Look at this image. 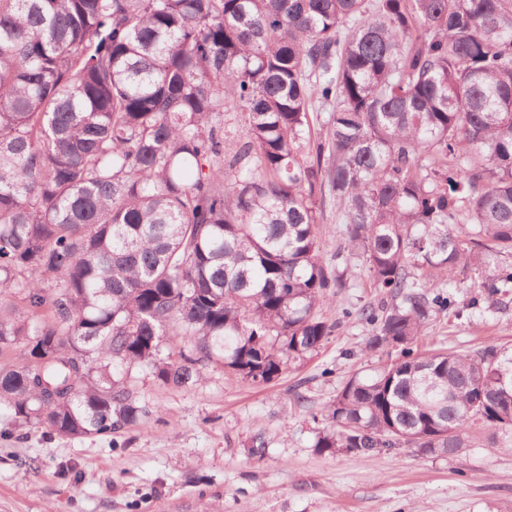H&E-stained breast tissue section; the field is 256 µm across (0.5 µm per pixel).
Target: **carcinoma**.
Instances as JSON below:
<instances>
[{"label":"carcinoma","instance_id":"cac0c4a2","mask_svg":"<svg viewBox=\"0 0 512 512\" xmlns=\"http://www.w3.org/2000/svg\"><path fill=\"white\" fill-rule=\"evenodd\" d=\"M241 114L225 152L224 113ZM327 127L313 139L312 123ZM347 254L320 252L318 201ZM512 0H0V406L60 437L146 414L138 367L253 384L318 351L357 258L382 294L321 454L512 437V349L411 354L512 297ZM170 336L189 345L174 350Z\"/></svg>","mask_w":512,"mask_h":512}]
</instances>
